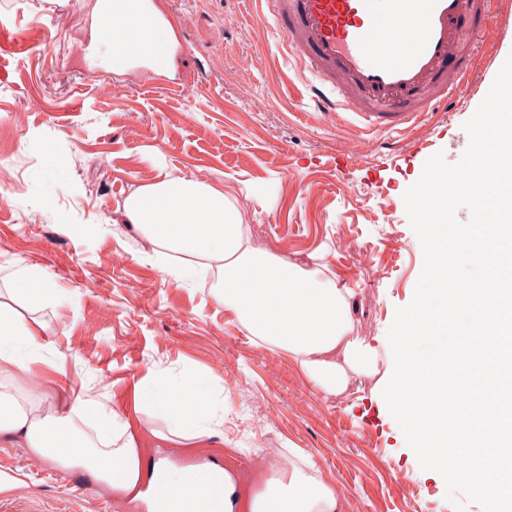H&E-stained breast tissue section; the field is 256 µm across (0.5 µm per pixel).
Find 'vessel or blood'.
Here are the masks:
<instances>
[{"instance_id":"obj_1","label":"vessel or blood","mask_w":512,"mask_h":512,"mask_svg":"<svg viewBox=\"0 0 512 512\" xmlns=\"http://www.w3.org/2000/svg\"><path fill=\"white\" fill-rule=\"evenodd\" d=\"M317 111L397 130L457 98L476 61L463 21L485 24L494 0H263Z\"/></svg>"}]
</instances>
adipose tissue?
Segmentation results:
<instances>
[{
	"instance_id": "obj_1",
	"label": "adipose tissue",
	"mask_w": 512,
	"mask_h": 512,
	"mask_svg": "<svg viewBox=\"0 0 512 512\" xmlns=\"http://www.w3.org/2000/svg\"><path fill=\"white\" fill-rule=\"evenodd\" d=\"M125 6L132 37L94 41L92 55L173 72L174 34L153 0H126ZM124 214L161 256H182L189 272L216 271V299L236 313L258 345L288 353L320 391L338 396L351 377L373 374L375 353L354 336L341 289L321 270L304 269L254 246L240 209L222 189L194 176L155 182L127 199ZM52 295L44 274L27 266L0 300V440L61 467L88 470L102 485L141 498L142 452L119 413L96 398L69 406L34 404L6 383L13 374L36 373L43 360V324L24 321L11 300L43 304ZM137 401L164 411L171 441L202 444L217 436L224 421L215 397L204 396L200 381L189 373L141 390ZM81 421L91 423L93 434L78 429ZM292 455L288 467L268 478L262 490L243 497L236 493L234 474L224 472V496L211 512H343L345 492L334 476L303 450L293 449Z\"/></svg>"
}]
</instances>
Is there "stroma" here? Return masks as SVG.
I'll return each instance as SVG.
<instances>
[{"label": "stroma", "mask_w": 512, "mask_h": 512, "mask_svg": "<svg viewBox=\"0 0 512 512\" xmlns=\"http://www.w3.org/2000/svg\"><path fill=\"white\" fill-rule=\"evenodd\" d=\"M95 0H0V23L43 27L45 51L0 61V289L24 265L55 288L39 307L48 365L18 374L23 391L50 402L94 396L133 416L146 466L211 462L247 491L276 465L270 448H300L333 474L344 512H456L444 479L428 476L383 398L393 356L388 330L413 298L424 265L403 199L436 153L457 163L463 125L495 69L476 71L460 103L414 126L364 133L344 112L309 106L306 75L287 57L271 15L248 0H155L181 49L173 76L89 65ZM512 52V0H497L483 47ZM116 83L117 95L100 90ZM367 138L362 157L346 146ZM206 170L239 206L264 247L307 269L326 268L348 300L354 335L376 352L373 375L342 399L317 390L287 353L255 344L216 301L215 273L183 278L123 218L140 187ZM386 266L373 276L359 256ZM188 372L224 401L223 437L186 451L154 438L162 411H134L147 379ZM240 380L233 390L227 377ZM0 512H147L142 501L0 444Z\"/></svg>", "instance_id": "stroma-1"}]
</instances>
